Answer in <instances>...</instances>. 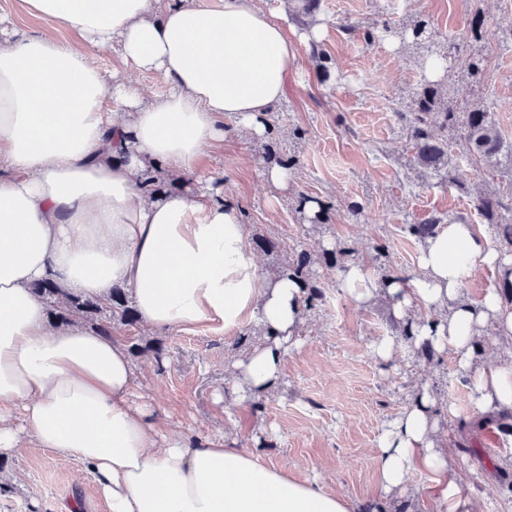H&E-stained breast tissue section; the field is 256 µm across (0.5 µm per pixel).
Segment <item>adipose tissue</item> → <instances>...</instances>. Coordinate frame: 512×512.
<instances>
[{"instance_id": "ef3b65f1", "label": "adipose tissue", "mask_w": 512, "mask_h": 512, "mask_svg": "<svg viewBox=\"0 0 512 512\" xmlns=\"http://www.w3.org/2000/svg\"><path fill=\"white\" fill-rule=\"evenodd\" d=\"M37 34L0 14V454L30 444L89 465L110 512H357L346 495L302 481L232 439L161 440L131 395L126 346L81 323L54 328L31 291L48 280L97 299L128 289L145 331L260 317L273 338L232 365L237 383L271 393L305 320L298 283L262 275L236 201L213 191L154 194L148 177L193 176L207 146L264 134L288 87L295 47L319 20L294 27L293 0H18ZM70 29L76 39L56 37ZM170 87L147 100L96 58ZM236 118L234 126L225 116ZM500 253L472 225H438L417 270L378 283L349 266L341 286L359 305L385 295L418 341L452 349L481 415L512 412V358L488 368L474 350L486 329L512 341V309L496 289L470 302L464 284ZM437 401L407 407L373 448L384 494L425 472L441 512H475L450 475Z\"/></svg>"}]
</instances>
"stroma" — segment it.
Returning a JSON list of instances; mask_svg holds the SVG:
<instances>
[{
	"mask_svg": "<svg viewBox=\"0 0 512 512\" xmlns=\"http://www.w3.org/2000/svg\"><path fill=\"white\" fill-rule=\"evenodd\" d=\"M476 17L487 31L479 41L469 33ZM313 18L322 35L298 44L297 80L266 115L265 136L208 148L196 180H164L159 189L218 187L237 202L260 267L276 272L307 255L323 298L307 310L300 345L285 354L272 395L246 392L234 403L223 401L232 364L266 337L264 325L252 320L233 334L204 327L159 333L163 366L153 367L149 356L136 360L142 373L132 399L150 406L164 434L202 443L231 437L267 464L346 494L359 512H439L423 492L422 472L408 476L407 493L384 504L370 453L426 388L439 402L461 494L481 512H512V492L496 475L500 468L512 474V434L475 423L454 352L428 356L399 335L394 361L378 362L369 344L391 334V305L382 297L356 306L339 283L352 264L368 266L380 282L411 273L421 243L405 227L433 216L474 225L512 257L498 225L486 224L474 208L476 196L495 193L504 204L498 224H512V154L476 160L451 131L449 164L435 172L417 163L403 119L423 84V58L443 55L449 105L461 111L486 103L512 142V0H318L310 13L291 15L299 27ZM416 20L426 22L427 41L396 38ZM348 21L370 29L372 39L344 31ZM473 56L484 59L476 79L467 70ZM275 166L287 167V188L266 182L265 171ZM263 238L275 249L260 248ZM0 483V512H110L89 466L49 449L25 447L0 457Z\"/></svg>",
	"mask_w": 512,
	"mask_h": 512,
	"instance_id": "35a3bbf8",
	"label": "stroma"
}]
</instances>
